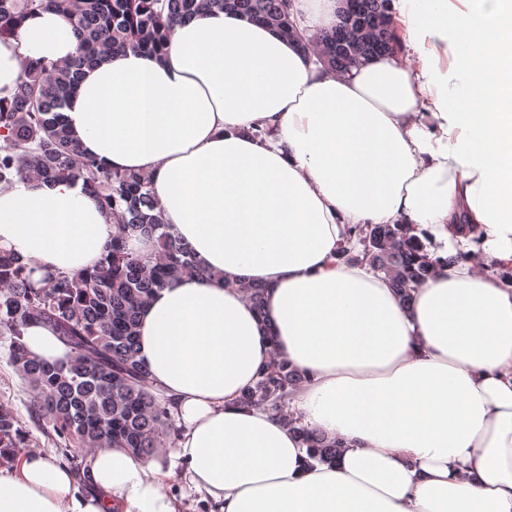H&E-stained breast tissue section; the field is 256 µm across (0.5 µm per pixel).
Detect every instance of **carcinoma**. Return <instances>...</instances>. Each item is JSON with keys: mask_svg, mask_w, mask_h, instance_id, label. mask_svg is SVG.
<instances>
[{"mask_svg": "<svg viewBox=\"0 0 512 512\" xmlns=\"http://www.w3.org/2000/svg\"><path fill=\"white\" fill-rule=\"evenodd\" d=\"M390 2L341 0L336 26L311 33L297 27L291 0H0V37L17 35L27 14L54 10L79 41L78 55L62 64L25 62L12 101L0 104V185L16 178L80 182L112 216L107 255L92 270L35 281L33 269L18 256L0 251V336L8 337L10 363L33 394L29 417L51 426L65 447L125 448L149 458L177 438L173 402L155 393L138 359V315L154 292L176 277L216 278L165 224L147 176L102 167L71 136L62 110L83 68L129 49L159 53L175 24L217 8L275 28L323 69L345 75L399 46ZM410 231L406 224L356 225L348 237L357 238L361 249L344 245L337 257L369 264L407 301L436 272V261ZM135 233L153 240L150 255L126 248ZM240 288L262 312L264 288L250 283ZM32 323L50 328L70 348L67 363H50L27 350L23 329ZM302 379L298 369L274 360L240 403L269 410L318 460L332 462L339 443L297 426L289 409ZM30 441L14 407L0 401V463L16 461Z\"/></svg>", "mask_w": 512, "mask_h": 512, "instance_id": "cac0c4a2", "label": "carcinoma"}]
</instances>
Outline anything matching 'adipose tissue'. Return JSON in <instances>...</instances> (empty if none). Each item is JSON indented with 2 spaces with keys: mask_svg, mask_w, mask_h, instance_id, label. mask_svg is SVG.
I'll list each match as a JSON object with an SVG mask.
<instances>
[{
  "mask_svg": "<svg viewBox=\"0 0 512 512\" xmlns=\"http://www.w3.org/2000/svg\"><path fill=\"white\" fill-rule=\"evenodd\" d=\"M337 9L292 0L301 28ZM391 16L416 69L383 55L339 77L215 9L162 56L86 68L63 111L103 167L149 176L217 274L153 295L138 354L177 408L183 481L220 512H512V0H392ZM78 48L58 12L27 14L0 39V101L27 60ZM396 223L440 261L407 304L336 259L350 227ZM111 238L81 184L0 186V249L37 274L93 268ZM275 358L303 372L295 413L340 441L336 462L240 405ZM167 477L122 448L78 471L33 449L0 470V512H176Z\"/></svg>",
  "mask_w": 512,
  "mask_h": 512,
  "instance_id": "1",
  "label": "adipose tissue"
}]
</instances>
